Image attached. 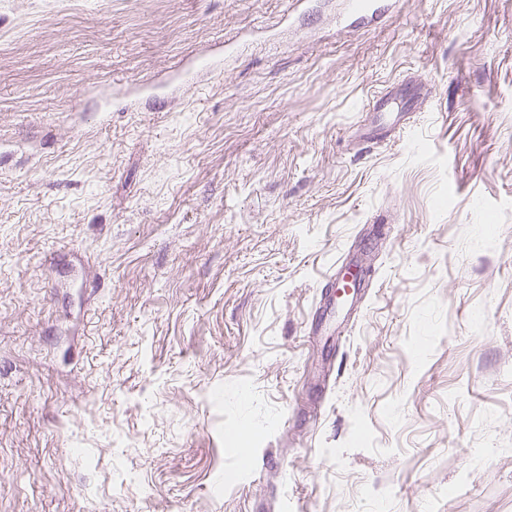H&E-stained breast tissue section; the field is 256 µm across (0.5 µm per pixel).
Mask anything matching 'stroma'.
<instances>
[{"label":"stroma","mask_w":512,"mask_h":512,"mask_svg":"<svg viewBox=\"0 0 512 512\" xmlns=\"http://www.w3.org/2000/svg\"><path fill=\"white\" fill-rule=\"evenodd\" d=\"M343 2L0 0V512H512V0ZM386 0H351L348 1L347 11L342 23L350 27L354 22L364 24L375 22L386 13ZM395 104V99L390 96L378 99L374 104V111L384 114L385 118L376 130L367 129L363 132L362 136L365 138L375 137L383 130L384 133L381 134V137L387 138L396 130H400L404 127L406 121L410 118V116H408L409 112H400L398 107L397 109L395 108Z\"/></svg>","instance_id":"obj_1"}]
</instances>
